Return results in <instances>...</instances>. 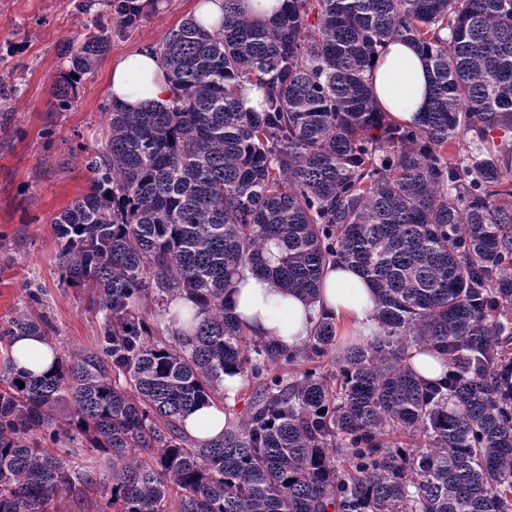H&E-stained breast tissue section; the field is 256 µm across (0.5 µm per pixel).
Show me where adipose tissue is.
Returning a JSON list of instances; mask_svg holds the SVG:
<instances>
[{
	"label": "adipose tissue",
	"instance_id": "obj_1",
	"mask_svg": "<svg viewBox=\"0 0 512 512\" xmlns=\"http://www.w3.org/2000/svg\"><path fill=\"white\" fill-rule=\"evenodd\" d=\"M369 79L377 104L401 123L415 122L425 111L430 77L419 51L410 43L390 41L372 62ZM174 87L162 58L144 48L127 53L109 65L108 96L112 103L135 112L144 105H171ZM234 313L253 336L274 338L282 347H301L318 317L348 325L353 335L377 331L374 290L356 268L327 264L316 300L286 291L273 279L244 272L230 290ZM15 371L34 375L53 372L59 362L57 346L38 334L16 333L10 342Z\"/></svg>",
	"mask_w": 512,
	"mask_h": 512
}]
</instances>
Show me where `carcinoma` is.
I'll return each instance as SVG.
<instances>
[{
	"instance_id": "obj_1",
	"label": "carcinoma",
	"mask_w": 512,
	"mask_h": 512,
	"mask_svg": "<svg viewBox=\"0 0 512 512\" xmlns=\"http://www.w3.org/2000/svg\"><path fill=\"white\" fill-rule=\"evenodd\" d=\"M99 6L83 0L98 32L65 46L57 111L109 23L137 26L153 0ZM394 39L430 73L417 124L367 77ZM159 53L172 104L112 107L87 192L54 221L63 283L102 324L51 374L5 369L0 512H64V496L86 512L88 450L109 469L95 512H512V0H286L263 20L224 0L222 31L188 19ZM333 261L371 283L379 330L329 375L333 319L284 350L245 333L228 293L248 269L314 300ZM48 328L23 315L3 335ZM417 345L445 380L409 367ZM228 367L252 400L200 445L181 421L223 403ZM408 363L417 374L427 380H440L448 372V366L444 360L422 345L410 349Z\"/></svg>"
}]
</instances>
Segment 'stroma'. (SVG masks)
I'll return each mask as SVG.
<instances>
[{
	"label": "stroma",
	"mask_w": 512,
	"mask_h": 512,
	"mask_svg": "<svg viewBox=\"0 0 512 512\" xmlns=\"http://www.w3.org/2000/svg\"><path fill=\"white\" fill-rule=\"evenodd\" d=\"M80 0H0V77L16 92L0 111V329L19 315L48 319L60 353L95 347L102 319L87 290L66 286L56 261L54 219L85 193L92 178L84 149L102 147L107 135L110 60L160 48L190 17L193 0H154L137 28H112L104 61L76 87L70 110L52 109L67 62L66 41L93 32ZM39 288L32 302L25 284Z\"/></svg>",
	"instance_id": "35a3bbf8"
}]
</instances>
